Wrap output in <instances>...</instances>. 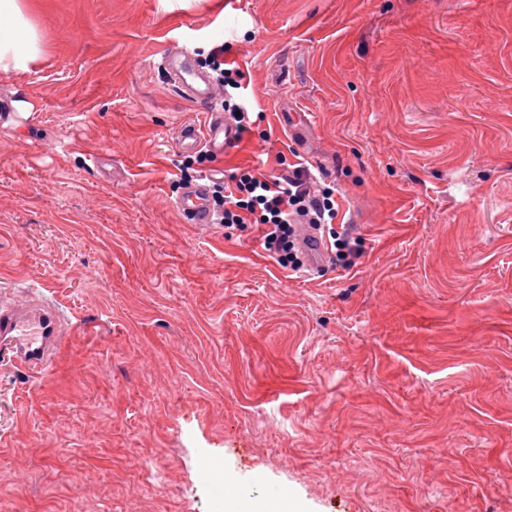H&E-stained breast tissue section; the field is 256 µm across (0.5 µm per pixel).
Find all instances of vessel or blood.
<instances>
[{
    "label": "vessel or blood",
    "instance_id": "vessel-or-blood-1",
    "mask_svg": "<svg viewBox=\"0 0 512 512\" xmlns=\"http://www.w3.org/2000/svg\"><path fill=\"white\" fill-rule=\"evenodd\" d=\"M159 66L168 72L174 84L189 100L208 111L205 129L193 126L180 129L178 140L181 148L186 151L204 148L220 154L234 146L239 139L238 130L217 110L213 81L209 75L192 69L189 52L181 49L166 54ZM208 195L209 180L203 177L184 189L176 199L175 206L190 223L205 228L214 222ZM300 244L308 255L310 271H317L327 258L325 239L317 229L306 224L301 228ZM61 340L60 319L52 308H0V345L9 350L17 364L46 369L58 353Z\"/></svg>",
    "mask_w": 512,
    "mask_h": 512
}]
</instances>
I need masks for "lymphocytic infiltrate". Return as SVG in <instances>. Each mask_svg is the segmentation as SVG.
<instances>
[{"label": "lymphocytic infiltrate", "instance_id": "f902f5d3", "mask_svg": "<svg viewBox=\"0 0 512 512\" xmlns=\"http://www.w3.org/2000/svg\"><path fill=\"white\" fill-rule=\"evenodd\" d=\"M212 205L224 226H259L263 245L276 262L292 271L301 270L298 224H331L337 217L330 191L318 189L308 169L268 175L253 167H237L228 182L212 186Z\"/></svg>", "mask_w": 512, "mask_h": 512}]
</instances>
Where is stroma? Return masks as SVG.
<instances>
[{
	"mask_svg": "<svg viewBox=\"0 0 512 512\" xmlns=\"http://www.w3.org/2000/svg\"><path fill=\"white\" fill-rule=\"evenodd\" d=\"M0 73V298L55 308L51 372L0 357V512H512V0H34ZM224 47L257 120L202 172L307 165L361 239L280 267L175 207L157 62ZM33 104L20 116L12 103ZM30 0H0V72H26L43 55ZM330 234L334 239L337 260L345 269L353 267L356 263L355 259L360 254V239L353 236L347 228H342L341 232H330Z\"/></svg>",
	"mask_w": 512,
	"mask_h": 512,
	"instance_id": "obj_1",
	"label": "stroma"
}]
</instances>
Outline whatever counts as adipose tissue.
Wrapping results in <instances>:
<instances>
[{
  "instance_id": "ef3b65f1",
  "label": "adipose tissue",
  "mask_w": 512,
  "mask_h": 512,
  "mask_svg": "<svg viewBox=\"0 0 512 512\" xmlns=\"http://www.w3.org/2000/svg\"><path fill=\"white\" fill-rule=\"evenodd\" d=\"M43 55L29 0H0V72L20 73Z\"/></svg>"
}]
</instances>
